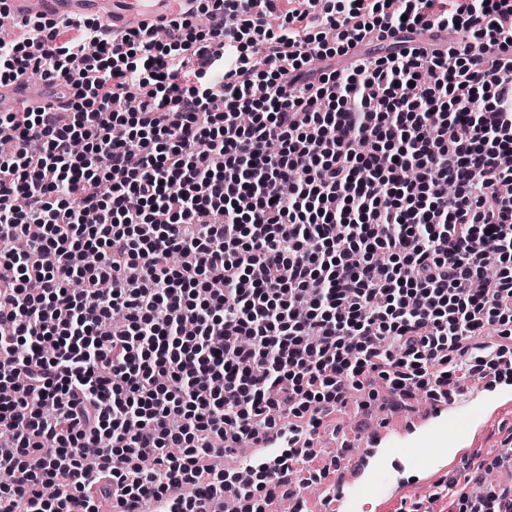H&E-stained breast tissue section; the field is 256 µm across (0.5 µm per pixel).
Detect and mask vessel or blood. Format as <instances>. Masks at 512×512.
I'll return each mask as SVG.
<instances>
[{
    "instance_id": "obj_1",
    "label": "vessel or blood",
    "mask_w": 512,
    "mask_h": 512,
    "mask_svg": "<svg viewBox=\"0 0 512 512\" xmlns=\"http://www.w3.org/2000/svg\"><path fill=\"white\" fill-rule=\"evenodd\" d=\"M112 0H12L17 17L33 13L76 17L86 11L100 15L103 23L115 22ZM56 88L19 76L0 84V111L25 112L56 100ZM512 403V393L489 385L488 381L468 385L454 399L434 400L426 414L395 427L383 426L369 435V449L343 458L330 493L326 512H377L379 501L398 493L402 485L386 462L404 456L417 468L416 486L431 487L446 473L448 462H461L469 453L468 434L482 429L486 420L502 405Z\"/></svg>"
}]
</instances>
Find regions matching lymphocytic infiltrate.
Wrapping results in <instances>:
<instances>
[{
	"label": "lymphocytic infiltrate",
	"mask_w": 512,
	"mask_h": 512,
	"mask_svg": "<svg viewBox=\"0 0 512 512\" xmlns=\"http://www.w3.org/2000/svg\"><path fill=\"white\" fill-rule=\"evenodd\" d=\"M297 2L0 38L67 97L0 113V512H266L352 392L512 374V0Z\"/></svg>",
	"instance_id": "1"
}]
</instances>
